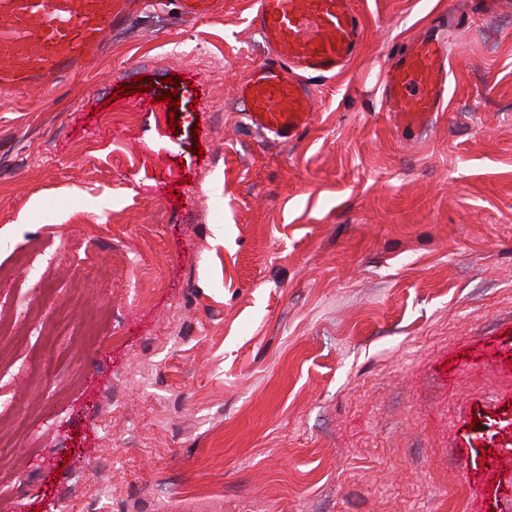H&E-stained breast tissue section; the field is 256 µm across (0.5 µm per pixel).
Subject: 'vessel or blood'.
<instances>
[{"label":"vessel or blood","mask_w":512,"mask_h":512,"mask_svg":"<svg viewBox=\"0 0 512 512\" xmlns=\"http://www.w3.org/2000/svg\"><path fill=\"white\" fill-rule=\"evenodd\" d=\"M220 0H179L182 18L206 20ZM138 0H0V85L51 87L95 62ZM250 25L270 52L237 85L251 128L284 144L314 120L312 83L340 73L363 40L357 0H251ZM382 67V105L398 126H428L448 107L451 58L431 31L393 44Z\"/></svg>","instance_id":"1"}]
</instances>
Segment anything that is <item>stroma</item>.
Segmentation results:
<instances>
[{
	"label": "stroma",
	"instance_id": "obj_1",
	"mask_svg": "<svg viewBox=\"0 0 512 512\" xmlns=\"http://www.w3.org/2000/svg\"><path fill=\"white\" fill-rule=\"evenodd\" d=\"M453 7L361 0L295 145L237 110L249 0L0 89V512H85L105 459L101 512L512 507V9ZM430 23L448 111L403 130L380 68Z\"/></svg>",
	"mask_w": 512,
	"mask_h": 512
}]
</instances>
